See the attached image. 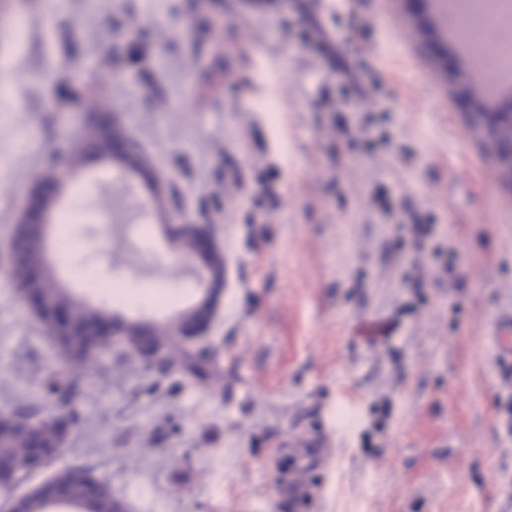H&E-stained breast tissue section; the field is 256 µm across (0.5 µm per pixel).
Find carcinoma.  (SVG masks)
Returning <instances> with one entry per match:
<instances>
[{"mask_svg":"<svg viewBox=\"0 0 512 512\" xmlns=\"http://www.w3.org/2000/svg\"><path fill=\"white\" fill-rule=\"evenodd\" d=\"M111 151L112 147L108 143H98L84 138L79 143L77 151L58 156L54 161V167H65L71 171L82 166L86 157L93 155L99 158ZM31 265L41 269V274L35 281L29 279L27 275V269ZM9 274L17 291L23 292L31 288L39 290L42 313L37 316V319L47 333H52L55 328L52 313L59 309L67 311L72 335L55 343V346L61 358L70 367L69 375H79L92 362V358L83 354V337L79 336V333L93 331L99 325L111 321L112 314L103 307H94L74 299L69 291L60 285L52 265L48 263L42 250L40 232L37 229L32 231ZM144 331L145 324L139 322H131L124 327L128 353H134ZM150 333L158 343L169 350L170 357L167 359L169 367L179 366L198 380H214L215 374L208 366V362L197 359L186 352L181 344L173 341L172 327L155 324L150 327ZM74 389H76L75 382L68 379L53 382L47 387L48 395L62 407L71 402L70 395ZM34 433L48 443L56 442L60 435V425L54 414L49 413L37 418L31 428L14 427L0 433V465L13 467L23 480L32 472V468L29 467V440ZM64 477L66 498L69 502L84 512H113L115 501L112 486L109 483L102 480L94 482L88 471L76 467L65 468ZM93 482L96 483V491L90 496L88 490ZM23 503L25 512H51L49 500L37 491L25 495Z\"/></svg>","mask_w":512,"mask_h":512,"instance_id":"obj_1","label":"carcinoma"}]
</instances>
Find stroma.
<instances>
[{
    "instance_id": "35a3bbf8",
    "label": "stroma",
    "mask_w": 512,
    "mask_h": 512,
    "mask_svg": "<svg viewBox=\"0 0 512 512\" xmlns=\"http://www.w3.org/2000/svg\"><path fill=\"white\" fill-rule=\"evenodd\" d=\"M421 0H362L374 112L346 109L339 71L299 38L310 19L345 24L336 0H0V409L53 408L67 370L11 284L9 246L34 180L106 109L158 175L165 213L148 229L158 261L180 260L171 229L206 225L224 288L205 334L218 384L145 372L101 350L77 380L82 421L56 467L86 469L132 512H512V365L489 333L512 312V190L465 115L512 104L454 98L453 70L428 65L409 28ZM23 16L22 34L10 23ZM138 32L152 52L116 63ZM288 80L277 129L199 91L201 72L255 83V57ZM282 172L245 220L230 175ZM114 170L62 179L50 240L74 201L72 262L109 279L153 282L102 221ZM202 295L167 282L162 305L112 313L170 323ZM298 432L330 443L288 501L275 478Z\"/></svg>"
}]
</instances>
